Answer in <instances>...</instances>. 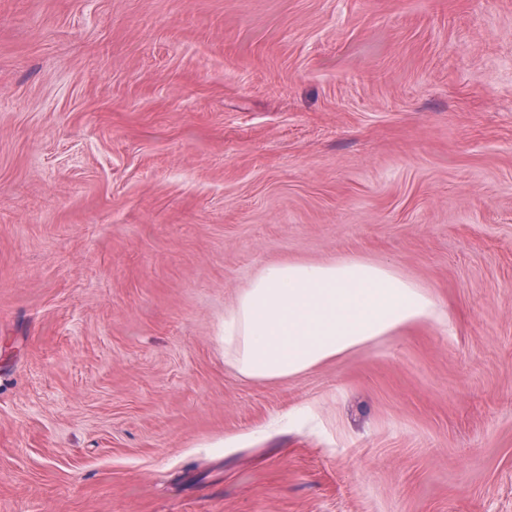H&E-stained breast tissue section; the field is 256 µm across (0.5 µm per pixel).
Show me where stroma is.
<instances>
[{
    "label": "stroma",
    "mask_w": 512,
    "mask_h": 512,
    "mask_svg": "<svg viewBox=\"0 0 512 512\" xmlns=\"http://www.w3.org/2000/svg\"><path fill=\"white\" fill-rule=\"evenodd\" d=\"M345 258L447 330L225 364ZM0 512H512V0H0Z\"/></svg>",
    "instance_id": "stroma-1"
}]
</instances>
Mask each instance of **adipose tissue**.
<instances>
[{
  "label": "adipose tissue",
  "instance_id": "1",
  "mask_svg": "<svg viewBox=\"0 0 512 512\" xmlns=\"http://www.w3.org/2000/svg\"><path fill=\"white\" fill-rule=\"evenodd\" d=\"M445 321L432 296L382 265L270 264L224 320V361L252 380L284 379L407 326Z\"/></svg>",
  "mask_w": 512,
  "mask_h": 512
}]
</instances>
